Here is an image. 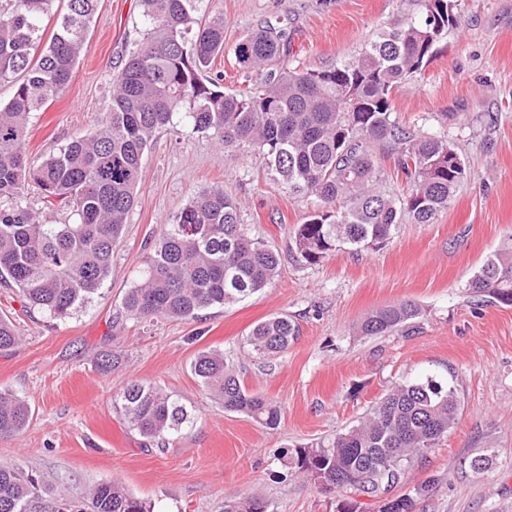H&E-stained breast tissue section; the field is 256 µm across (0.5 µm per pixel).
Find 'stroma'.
<instances>
[{
    "label": "stroma",
    "mask_w": 512,
    "mask_h": 512,
    "mask_svg": "<svg viewBox=\"0 0 512 512\" xmlns=\"http://www.w3.org/2000/svg\"><path fill=\"white\" fill-rule=\"evenodd\" d=\"M416 10L417 0H202L200 14L224 20V52L212 69L223 73L224 92L238 93L254 78L239 70L234 49L261 19L287 17L289 67L321 69ZM458 11L460 27L392 100L402 126L447 139L471 170L434 223L409 221L382 249H342L308 264L295 252L294 229L317 199L290 192L261 152L224 149L175 120L145 153L112 274L91 302L54 320L26 313L0 286V315L22 334L0 352V390L32 411L21 433L0 437V464L76 501L116 480L154 512H224L225 501L247 496L266 499L271 512H338L344 503L378 512L381 499L322 490L291 474L279 454L348 430L395 386L430 378L455 388L458 414L392 496L427 482L418 512H512V305L465 287L488 258L512 249V0H459ZM146 27L139 0H99L65 93L32 115L29 155L52 154L97 128L112 80ZM208 187L240 203L242 223L279 252V276L195 320L125 317L122 299L163 225ZM406 301L422 311L419 332L359 334L368 316ZM281 314L295 321L297 338L278 355L253 352L252 328ZM204 351L222 352L249 391L279 406L277 428L225 410L204 390L191 369ZM106 353L117 359L107 371L99 366ZM133 380L177 398L192 425L162 442L131 429L120 394ZM487 450L492 467L471 470L469 459Z\"/></svg>",
    "instance_id": "1"
}]
</instances>
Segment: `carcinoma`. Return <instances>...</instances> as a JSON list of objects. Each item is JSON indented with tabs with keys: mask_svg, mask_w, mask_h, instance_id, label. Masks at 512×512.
Returning <instances> with one entry per match:
<instances>
[{
	"mask_svg": "<svg viewBox=\"0 0 512 512\" xmlns=\"http://www.w3.org/2000/svg\"><path fill=\"white\" fill-rule=\"evenodd\" d=\"M98 0H0V82L14 93L0 106V284L18 290L27 312L62 320L91 300L112 270L141 182L143 159L156 133L184 119L224 147L251 145L294 193L321 202L297 225L294 242L308 264L341 248L380 250L400 224H432L458 188L471 178L465 159L448 140L412 134L396 121L395 91L421 74L436 45L460 26L457 0H419L418 12L378 33L357 54L323 69L284 66L292 55L288 19L272 16L236 45L241 70L255 83L238 94L220 90L209 76L224 51V20L201 22V0H141L149 28L113 81L98 128L32 158L26 152L31 114L65 91L78 62ZM46 22L53 23L43 43ZM392 149L407 181L406 192L383 187L380 154ZM34 185L42 208L22 205V189ZM45 209L72 212L73 221L45 224ZM279 253L250 235L240 206L220 188L196 193L177 222L166 224L141 281L122 301L137 320H194L261 291L278 277ZM474 294L512 303V250L494 255L467 281ZM412 303L382 309L360 333L384 336L419 330ZM297 334L286 315L256 324L253 350L282 353ZM20 341L14 324L0 318V350ZM193 372L224 403L272 428L278 407L249 391L224 363L204 352ZM133 429L162 440L191 422L186 407L162 389L134 381L121 394ZM459 408L456 392L432 381L393 388L349 430L317 446L286 448L289 469L324 489L348 486L379 496L404 478L414 458L437 447ZM30 422L28 404L0 391V435L18 434ZM429 484L388 499L380 512H416ZM90 512H150L146 502L116 481L87 493ZM0 512H84L22 471L0 465ZM224 512H268L262 499H230Z\"/></svg>",
	"mask_w": 512,
	"mask_h": 512,
	"instance_id": "carcinoma-1",
	"label": "carcinoma"
}]
</instances>
